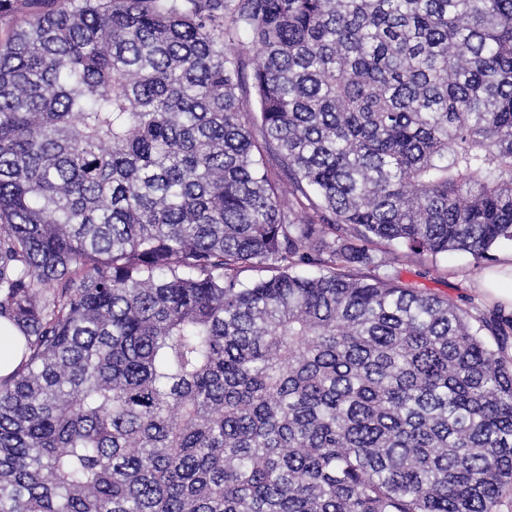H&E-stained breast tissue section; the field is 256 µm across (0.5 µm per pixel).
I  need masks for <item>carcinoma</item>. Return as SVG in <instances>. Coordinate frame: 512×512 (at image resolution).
Listing matches in <instances>:
<instances>
[{
    "instance_id": "1",
    "label": "carcinoma",
    "mask_w": 512,
    "mask_h": 512,
    "mask_svg": "<svg viewBox=\"0 0 512 512\" xmlns=\"http://www.w3.org/2000/svg\"><path fill=\"white\" fill-rule=\"evenodd\" d=\"M19 1L0 512L512 507V319L380 274L512 244V0ZM20 336L9 322L0 320V376L10 373L17 364L13 349Z\"/></svg>"
}]
</instances>
